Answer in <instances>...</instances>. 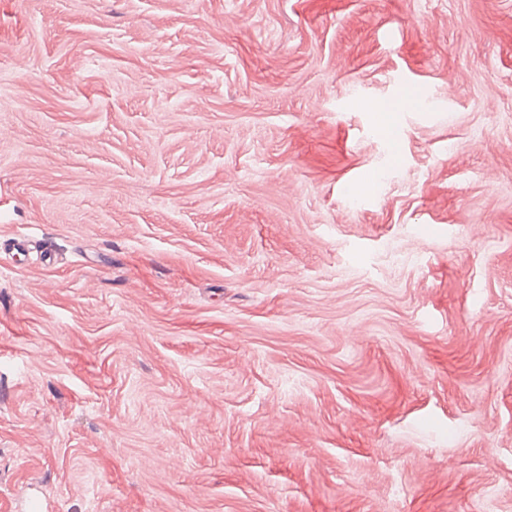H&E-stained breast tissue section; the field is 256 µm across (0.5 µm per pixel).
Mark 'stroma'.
Masks as SVG:
<instances>
[{
    "label": "stroma",
    "mask_w": 512,
    "mask_h": 512,
    "mask_svg": "<svg viewBox=\"0 0 512 512\" xmlns=\"http://www.w3.org/2000/svg\"><path fill=\"white\" fill-rule=\"evenodd\" d=\"M19 235L0 512H512V0H0Z\"/></svg>",
    "instance_id": "35a3bbf8"
}]
</instances>
